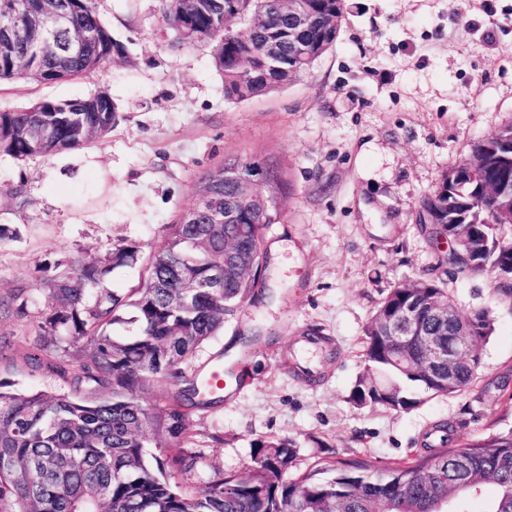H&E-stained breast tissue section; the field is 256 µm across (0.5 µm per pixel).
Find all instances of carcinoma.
<instances>
[{"instance_id":"obj_1","label":"carcinoma","mask_w":512,"mask_h":512,"mask_svg":"<svg viewBox=\"0 0 512 512\" xmlns=\"http://www.w3.org/2000/svg\"><path fill=\"white\" fill-rule=\"evenodd\" d=\"M30 2L0 0V19L24 22ZM224 2L199 0L189 28L179 24L171 0H161V15L175 44L210 49L224 95L236 101L286 86L307 73L336 44L344 11V0H308L317 17L300 38L309 50L275 70L265 68V41L276 38L284 53H292L278 4L237 0L235 18L243 28L227 32ZM58 5L71 12L69 28L59 33L62 42L76 31L103 26L96 0H58ZM126 52L109 30L101 45L66 58L21 46L15 58L0 59V83L98 77L109 62L105 54L122 57ZM89 100L97 101L100 111H83ZM119 120L117 105L101 89L76 100H38L0 111V154L25 161L79 149L107 137ZM511 137L510 126L476 144L470 156L441 174L437 192L422 199L416 212V223L428 218L434 239L446 232L450 212L478 225L480 257L490 266L500 261L497 243L504 225L498 212L512 210V185L495 190V197L475 209L465 197L472 185L456 192L453 174L468 166L475 182H488L503 140ZM237 201L233 185L218 184L216 202L226 207ZM281 221L280 213L243 212L232 224H209L202 214L180 217L154 247L139 284L126 292L107 287L106 281L114 270L140 262V247L134 243L122 242L103 255L75 253L45 268L43 284L52 309L38 328L46 341L27 360L37 370L71 379L80 395L19 392L0 381V512H444L438 505L487 482L497 490L487 512H512V428L462 441L451 423L428 431L421 452L382 469L328 456L316 462L313 472L295 475L293 440H259L247 476L225 474L192 494L180 490L175 476L192 471L199 459L183 450L190 438L189 417L195 408L213 404L199 398L204 388L186 378L184 366L224 328L225 316L236 312L239 300L257 296V284L265 288L267 274L258 281L238 275L217 288L206 284L214 264L224 257L226 241L270 260L264 229ZM433 301L447 304V290L421 279L416 288L396 284L379 303L364 328V365L349 395L355 407L408 411L420 403L408 382L435 396L472 384L480 357L459 363L455 381L447 387L437 383V371L419 362L420 347L400 350L389 338L388 324L403 308L436 335L452 334L455 325L435 321ZM129 311L133 316L127 318ZM472 320L476 341L486 340L491 320L483 312ZM124 323L136 325V331L113 335V326ZM79 340L89 344L90 353L73 370L57 348ZM159 380L176 390L163 394L165 408L154 415L142 398ZM153 446L178 452L156 461L154 470L147 460Z\"/></svg>"}]
</instances>
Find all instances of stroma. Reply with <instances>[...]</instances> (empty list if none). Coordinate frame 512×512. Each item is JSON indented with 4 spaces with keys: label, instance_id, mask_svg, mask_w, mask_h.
<instances>
[{
    "label": "stroma",
    "instance_id": "1",
    "mask_svg": "<svg viewBox=\"0 0 512 512\" xmlns=\"http://www.w3.org/2000/svg\"><path fill=\"white\" fill-rule=\"evenodd\" d=\"M345 5L335 47L309 73L244 101L225 99L208 48L175 44L160 0H98L127 47L102 79L0 85L2 111L102 88L121 114L112 133L78 149L81 180L59 178L60 152L0 155V380L20 391L76 393L26 363L51 310L46 264L121 242L150 254L192 205L197 177L225 159L276 166L289 183L282 222L264 231L266 294L240 303L192 363L227 360L234 376L231 392L191 417L188 447L201 459L179 478L188 493L219 474L246 475L260 439L294 440L303 474L331 452L400 461L438 423L453 422L464 440L512 428V299L493 269L452 278L446 252L415 222L442 172L512 125V0ZM419 278L436 279L463 316L492 318L475 379L405 412L355 408L364 327L390 288ZM243 336L252 344L228 360Z\"/></svg>",
    "mask_w": 512,
    "mask_h": 512
}]
</instances>
